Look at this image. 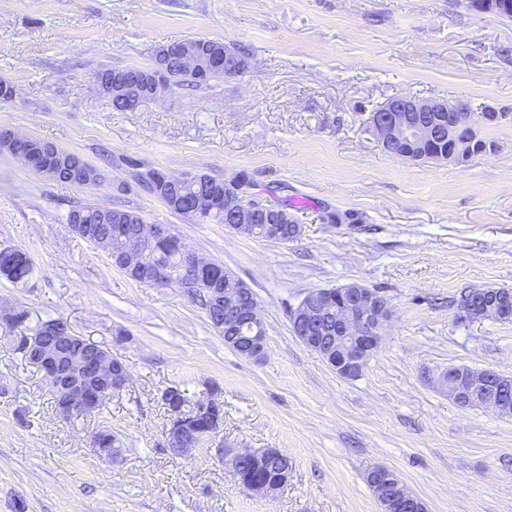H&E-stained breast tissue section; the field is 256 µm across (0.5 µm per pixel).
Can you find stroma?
Here are the masks:
<instances>
[{
  "label": "stroma",
  "mask_w": 512,
  "mask_h": 512,
  "mask_svg": "<svg viewBox=\"0 0 512 512\" xmlns=\"http://www.w3.org/2000/svg\"><path fill=\"white\" fill-rule=\"evenodd\" d=\"M208 38L250 53L239 77L116 111L102 68L149 64L164 45ZM0 129L81 155L104 174L50 180L0 151V249L28 253L24 283L0 278V307L56 319L129 368L101 413L64 423L42 374L0 340V512H380L369 469L395 471L426 512H512V418L463 408L436 384L452 365L512 376V321L460 324L462 288L512 289V20L453 0H0ZM408 95L492 107L491 153L413 162L368 132ZM173 175L244 173L284 201L302 236L278 244L173 214L125 157ZM117 204L170 225L198 257L256 294L267 346L254 360L181 288L136 283L72 232L70 205ZM330 213L353 222L330 223ZM360 283L392 317L356 378L294 336L311 290ZM219 387L230 448H277L287 486L245 489L215 450L171 453L162 392ZM124 442L115 461L90 436Z\"/></svg>",
  "instance_id": "stroma-1"
}]
</instances>
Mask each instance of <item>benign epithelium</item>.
<instances>
[{
	"instance_id": "1",
	"label": "benign epithelium",
	"mask_w": 512,
	"mask_h": 512,
	"mask_svg": "<svg viewBox=\"0 0 512 512\" xmlns=\"http://www.w3.org/2000/svg\"><path fill=\"white\" fill-rule=\"evenodd\" d=\"M169 55L178 56L185 69L205 73L210 82L236 77V72L225 67L223 62L192 47L175 43L161 47L154 56L152 68L143 71L134 81L121 78L105 81L98 78L95 80L96 89L108 97L117 110L134 111L147 102L158 100L168 94V90L161 86L158 72ZM412 112L429 113L432 119L413 121L410 118ZM506 118L505 112H484L477 116L459 101L394 97L371 113L368 131L381 147L401 148L400 156L406 159L421 161L434 158L455 163L462 159L454 145L458 130L467 128L473 132L479 126L497 125ZM444 136L448 139V154H431V145ZM31 144V138L12 133L0 141V147L28 168L33 167L34 161ZM64 173L70 175L68 181L79 186L94 185L101 180L97 168L62 153L58 154L53 168L38 171L41 176H51L57 180L62 179ZM185 178L184 174L176 176L166 173L159 185L165 191L170 206L176 207V212L188 220L199 212L205 202L181 199L180 187ZM223 203L224 214L235 219L234 230L240 234L254 230L253 213L259 210L269 220V224L265 225V233L270 240L279 241L282 224L290 225L291 238L296 240L302 236L303 225L288 212L277 210L257 199L238 177L225 182ZM172 235L173 231L167 224L142 225L117 259L116 266L127 275L142 271L151 262L149 244L169 239ZM473 295L481 297L482 305L473 308L464 301L458 303L455 311L457 321L467 323L486 319H512L511 289L501 288L489 292L485 288H475ZM207 297L214 308L229 306L228 315L216 311L211 319L213 328L224 336V345L242 356L256 359L262 357L266 349V339L262 333L264 320L249 287L226 271L224 287L207 289ZM390 317V303L384 295L362 284L351 283L307 293L291 311L290 322L295 336L303 346L318 353L336 374L349 378L361 374L379 350ZM241 319L252 327V335H239ZM15 320V310H0V327L9 329L8 340L11 346L23 344L27 362L43 373L50 383L57 410L63 420L70 421L89 412L90 391H96L101 398L126 384L129 370L115 372L112 360L106 354L96 360L75 357L66 368L58 367L60 354L48 342V336L71 333L65 322H49L39 330L26 331L20 329ZM497 379L512 381L511 377H504L495 371L457 365L441 373L438 384L461 407L485 408L502 417H512V401L495 392L492 381ZM202 443L216 445L215 454L219 461L230 466L236 474L245 460L261 459L271 453L278 456L285 465L281 471L282 478L278 481L242 482L252 492L271 495L288 484V456L277 448L243 451L226 448L217 430L204 437ZM367 480L382 512H393L411 499L405 485L394 481L391 470L383 465L371 467Z\"/></svg>"
}]
</instances>
